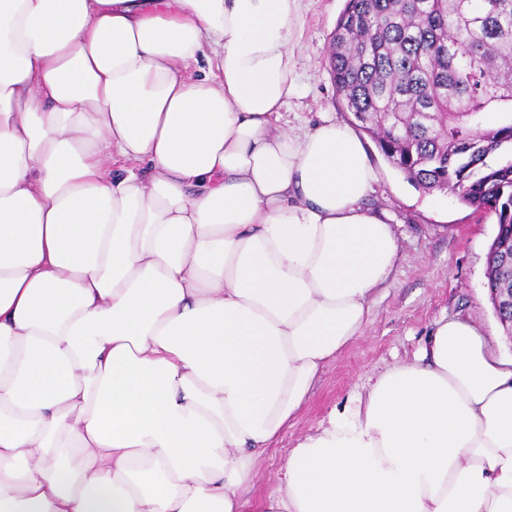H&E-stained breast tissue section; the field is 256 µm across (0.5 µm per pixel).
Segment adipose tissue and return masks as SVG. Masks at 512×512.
Listing matches in <instances>:
<instances>
[{
  "mask_svg": "<svg viewBox=\"0 0 512 512\" xmlns=\"http://www.w3.org/2000/svg\"><path fill=\"white\" fill-rule=\"evenodd\" d=\"M302 0H0V512H244L399 239L360 137L277 123ZM256 512H512V360L469 320Z\"/></svg>",
  "mask_w": 512,
  "mask_h": 512,
  "instance_id": "obj_1",
  "label": "adipose tissue"
}]
</instances>
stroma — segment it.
Masks as SVG:
<instances>
[{
    "label": "stroma",
    "mask_w": 512,
    "mask_h": 512,
    "mask_svg": "<svg viewBox=\"0 0 512 512\" xmlns=\"http://www.w3.org/2000/svg\"><path fill=\"white\" fill-rule=\"evenodd\" d=\"M343 6L344 0H304L292 40L299 93L282 111L285 128L314 125L325 112L349 126L357 124L337 99L328 62ZM362 141L378 177L370 202L388 211L402 255L390 278L371 297L362 336L323 370L294 425L258 460L250 493L256 500L277 488L288 451L297 440L315 432L332 411L354 404L374 374L412 363L439 320L470 319L484 335L496 338L497 352L512 357V341L486 289L495 217L447 193L423 192L386 160L370 136Z\"/></svg>",
    "instance_id": "1"
}]
</instances>
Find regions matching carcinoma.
Wrapping results in <instances>:
<instances>
[{"instance_id":"1","label":"carcinoma","mask_w":512,"mask_h":512,"mask_svg":"<svg viewBox=\"0 0 512 512\" xmlns=\"http://www.w3.org/2000/svg\"><path fill=\"white\" fill-rule=\"evenodd\" d=\"M329 67L410 182L496 217L487 287L512 288V0H345Z\"/></svg>"}]
</instances>
